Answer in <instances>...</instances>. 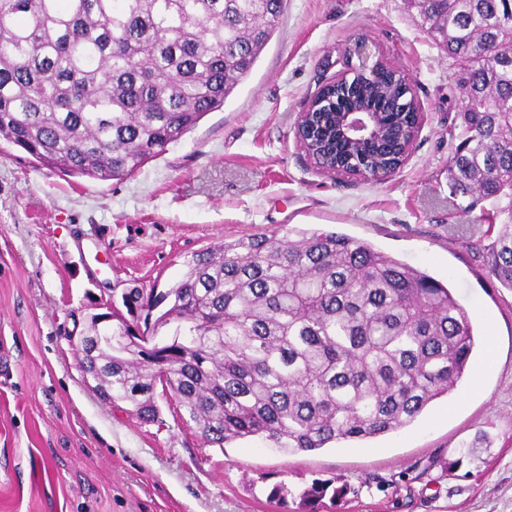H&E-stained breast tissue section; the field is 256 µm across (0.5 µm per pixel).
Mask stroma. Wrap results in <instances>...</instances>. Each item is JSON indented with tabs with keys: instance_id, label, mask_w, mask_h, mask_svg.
<instances>
[{
	"instance_id": "stroma-1",
	"label": "stroma",
	"mask_w": 512,
	"mask_h": 512,
	"mask_svg": "<svg viewBox=\"0 0 512 512\" xmlns=\"http://www.w3.org/2000/svg\"><path fill=\"white\" fill-rule=\"evenodd\" d=\"M359 36L427 114L380 182L318 171L294 139ZM449 75L405 0H288L224 106L130 176H69L0 139V512H512V290L470 247L485 201L449 195ZM290 229L366 241L448 286L483 343L456 390L396 432L285 454L207 443L169 394L145 422L85 386L73 339L89 298L166 290L194 253Z\"/></svg>"
}]
</instances>
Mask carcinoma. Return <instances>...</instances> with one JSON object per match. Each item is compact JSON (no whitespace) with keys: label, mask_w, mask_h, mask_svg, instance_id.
<instances>
[{"label":"carcinoma","mask_w":512,"mask_h":512,"mask_svg":"<svg viewBox=\"0 0 512 512\" xmlns=\"http://www.w3.org/2000/svg\"><path fill=\"white\" fill-rule=\"evenodd\" d=\"M286 0H0V138L45 166L101 181L132 175L251 75ZM462 93L448 156L456 198L489 202V273L512 289V0H412ZM395 168L410 115L383 97ZM165 292L131 289L125 336L89 355L100 394L155 420L156 378L202 437H258L284 453L395 432L454 391L476 346L450 289L333 231L252 235L186 262ZM160 334L170 342L147 346Z\"/></svg>","instance_id":"1"}]
</instances>
